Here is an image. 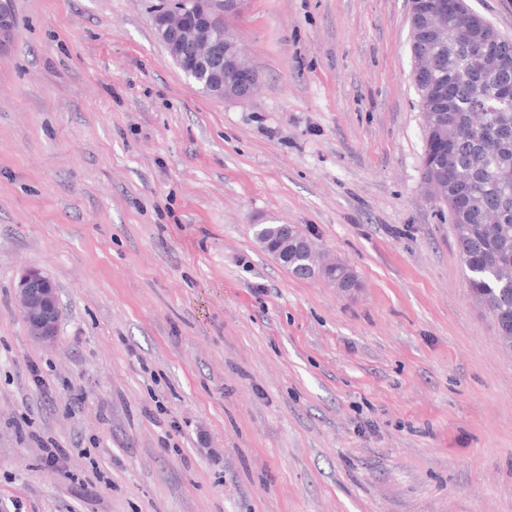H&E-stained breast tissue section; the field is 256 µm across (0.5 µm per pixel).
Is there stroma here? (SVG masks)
I'll use <instances>...</instances> for the list:
<instances>
[{
	"instance_id": "obj_1",
	"label": "stroma",
	"mask_w": 512,
	"mask_h": 512,
	"mask_svg": "<svg viewBox=\"0 0 512 512\" xmlns=\"http://www.w3.org/2000/svg\"><path fill=\"white\" fill-rule=\"evenodd\" d=\"M158 2L10 0L0 512H512V354L422 184L408 0H242L244 100L185 77ZM256 224L357 289L293 276ZM294 230L295 226L291 224H279L278 233L275 238L268 239L262 236H256L255 240L265 252L272 255L280 263H286L288 266L289 261V266L292 269H301V266L305 263L314 266L316 262L320 260V257L315 251L313 244V250L289 255L288 257V253L291 251L297 252L303 250L304 247L308 249L310 247L307 241L296 237ZM17 302L31 335L49 343L57 336L59 293L55 282L38 270L24 272L18 282Z\"/></svg>"
}]
</instances>
